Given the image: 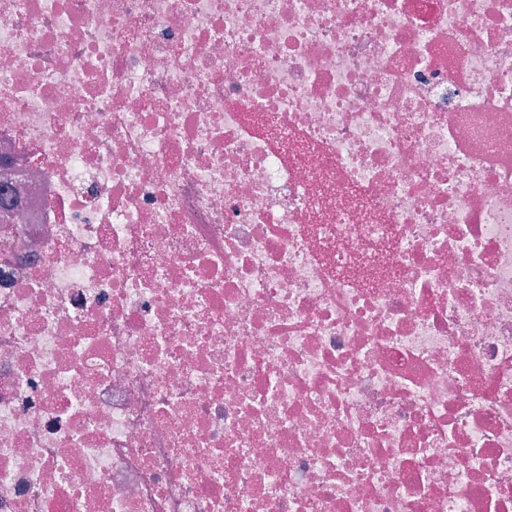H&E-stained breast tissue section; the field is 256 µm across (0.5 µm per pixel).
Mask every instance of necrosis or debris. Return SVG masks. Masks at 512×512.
I'll return each mask as SVG.
<instances>
[{
	"label": "necrosis or debris",
	"mask_w": 512,
	"mask_h": 512,
	"mask_svg": "<svg viewBox=\"0 0 512 512\" xmlns=\"http://www.w3.org/2000/svg\"><path fill=\"white\" fill-rule=\"evenodd\" d=\"M0 512H512V0H0Z\"/></svg>",
	"instance_id": "1"
}]
</instances>
